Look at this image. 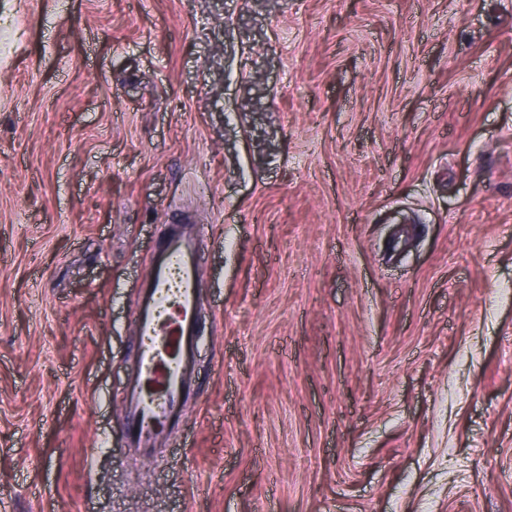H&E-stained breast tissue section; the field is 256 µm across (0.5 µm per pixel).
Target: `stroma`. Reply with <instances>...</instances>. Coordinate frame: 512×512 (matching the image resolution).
Instances as JSON below:
<instances>
[{"mask_svg":"<svg viewBox=\"0 0 512 512\" xmlns=\"http://www.w3.org/2000/svg\"><path fill=\"white\" fill-rule=\"evenodd\" d=\"M178 208L152 464L119 394ZM0 512H512V0H0ZM169 228L149 262L147 282L135 302L133 327L139 337L138 363L121 391L127 447L159 459L158 440L182 415L196 378L198 305L203 268L200 238L186 212L168 219ZM178 266V288L170 295L171 264Z\"/></svg>","mask_w":512,"mask_h":512,"instance_id":"35a3bbf8","label":"stroma"}]
</instances>
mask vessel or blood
<instances>
[{"mask_svg":"<svg viewBox=\"0 0 512 512\" xmlns=\"http://www.w3.org/2000/svg\"><path fill=\"white\" fill-rule=\"evenodd\" d=\"M168 224L149 262L147 282L137 293L138 363L121 391L127 446L148 460L158 459L160 436L182 414L196 378L201 334L203 268L195 221L183 212Z\"/></svg>","mask_w":512,"mask_h":512,"instance_id":"1","label":"vessel or blood"}]
</instances>
